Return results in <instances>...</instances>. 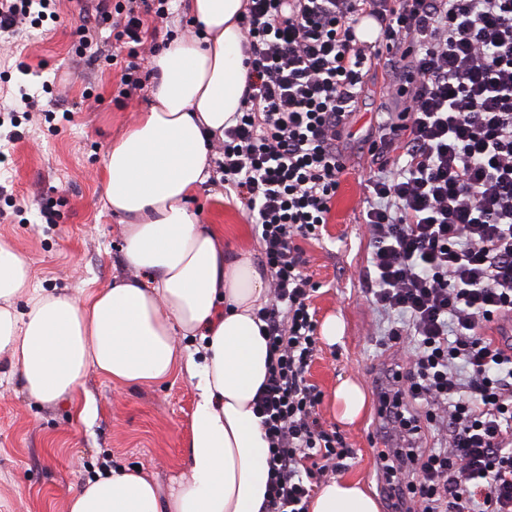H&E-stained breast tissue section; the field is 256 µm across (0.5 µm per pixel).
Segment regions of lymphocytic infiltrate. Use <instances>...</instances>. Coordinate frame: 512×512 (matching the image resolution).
I'll use <instances>...</instances> for the list:
<instances>
[{
	"instance_id": "1",
	"label": "lymphocytic infiltrate",
	"mask_w": 512,
	"mask_h": 512,
	"mask_svg": "<svg viewBox=\"0 0 512 512\" xmlns=\"http://www.w3.org/2000/svg\"><path fill=\"white\" fill-rule=\"evenodd\" d=\"M169 0H98L121 81L156 52L149 17ZM54 0H0V33L44 17ZM379 35L359 40L362 19ZM238 23L248 70L236 123L214 160L260 243L270 300L256 313L270 354L254 411L268 444L265 512H308L321 477L352 451L319 417L306 377L318 350L317 283L296 239L319 236L345 170L338 141L367 65L388 57L404 102L368 150L362 222L389 346L408 351L382 393L400 437L385 454L394 512H512V346L486 323L512 313V0H246ZM439 446L423 448L425 432Z\"/></svg>"
}]
</instances>
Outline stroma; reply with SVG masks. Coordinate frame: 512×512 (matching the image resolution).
<instances>
[{
    "label": "stroma",
    "mask_w": 512,
    "mask_h": 512,
    "mask_svg": "<svg viewBox=\"0 0 512 512\" xmlns=\"http://www.w3.org/2000/svg\"><path fill=\"white\" fill-rule=\"evenodd\" d=\"M56 17H44L0 49V114L20 139L5 148L0 163V240L28 260L34 287L83 297L129 277L124 264L123 226L103 204L105 154L135 116L151 102V81L139 88L121 83L128 63H94L76 54V32L92 8L57 0ZM390 71L372 64L363 93L340 139L347 169L321 236L299 240L306 269L319 288L311 299L316 320L333 314L344 324L339 342L320 343L307 378L322 393L318 412L325 428L352 448L340 476L362 481L380 512H391L379 452L399 437L380 417L379 390L403 352L379 342L389 322L374 308L365 281L371 248L362 222L363 179L369 175L368 142L387 112L402 109L399 98L382 95ZM37 96L26 110L22 93ZM204 223L224 230L234 248L259 252L253 224L235 198L207 182L189 198ZM344 379L366 391L368 410L351 425L338 421L332 389ZM82 398L92 414L77 416L63 398L42 403L22 390L19 373L0 370V512H66L70 496L100 464L140 466L162 486L186 472L185 439L197 393L187 377L142 385L112 383L97 373L84 381Z\"/></svg>",
    "instance_id": "stroma-1"
}]
</instances>
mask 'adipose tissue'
Returning a JSON list of instances; mask_svg holds the SVG:
<instances>
[{"label":"adipose tissue","mask_w":512,"mask_h":512,"mask_svg":"<svg viewBox=\"0 0 512 512\" xmlns=\"http://www.w3.org/2000/svg\"><path fill=\"white\" fill-rule=\"evenodd\" d=\"M243 4L189 0L197 33L152 57V101L106 154V206L122 218L130 277L82 300L41 291L26 258L0 240V365L19 371L30 398L76 397L91 371L129 385L179 371L197 391L186 477L166 491L137 469L99 470L66 512H265L268 445L253 399L267 378L255 317L267 288L250 253L230 255L188 206L241 106ZM309 512L379 506L361 482L333 479Z\"/></svg>","instance_id":"adipose-tissue-1"}]
</instances>
